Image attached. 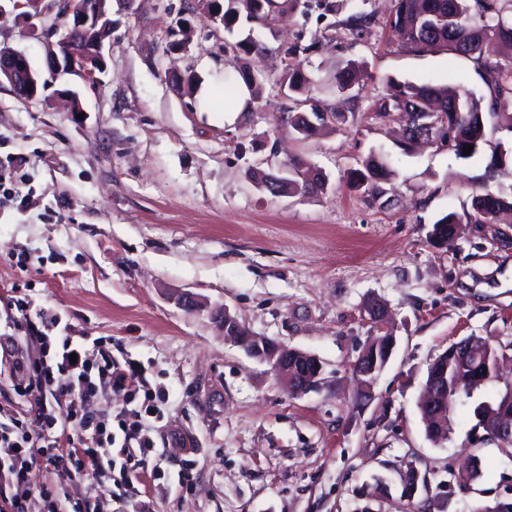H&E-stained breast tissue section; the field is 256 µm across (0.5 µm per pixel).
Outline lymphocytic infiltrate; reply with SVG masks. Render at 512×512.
Returning a JSON list of instances; mask_svg holds the SVG:
<instances>
[{
    "instance_id": "obj_1",
    "label": "lymphocytic infiltrate",
    "mask_w": 512,
    "mask_h": 512,
    "mask_svg": "<svg viewBox=\"0 0 512 512\" xmlns=\"http://www.w3.org/2000/svg\"><path fill=\"white\" fill-rule=\"evenodd\" d=\"M0 351L9 356L12 373L28 379L13 387L26 400L27 410L0 421V505L11 512H24L16 490L33 467L70 470L84 498L98 472L136 467L139 454L154 447L153 423L162 417L165 390L145 394L143 402L131 408V415L144 420L137 439L120 437L98 420L94 399L106 386L136 393L140 379L109 355L92 361L87 344L74 340L70 323L62 317L39 323L28 318L21 336L0 333ZM32 423L39 425L38 433H30ZM106 446L117 447V454L103 456Z\"/></svg>"
}]
</instances>
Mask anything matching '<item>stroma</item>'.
<instances>
[{"label": "stroma", "instance_id": "1", "mask_svg": "<svg viewBox=\"0 0 512 512\" xmlns=\"http://www.w3.org/2000/svg\"><path fill=\"white\" fill-rule=\"evenodd\" d=\"M391 8L369 0L371 24L356 37L326 0L229 30L197 0H111L106 67L93 83L47 66L42 32L66 26L57 0H39L31 26L0 16V49L25 54L45 85L26 100L0 82V170L28 194L24 208L0 204V332L17 315L14 299H27L169 391L156 452L122 485L97 476L98 512H471L512 498V452L472 431L475 403L496 387L457 407L441 445L417 408L428 364L448 345L512 342V214L463 225L452 250L430 236L437 219L470 210L480 185L512 188L511 159L488 167L512 133L500 129L467 159L402 149L400 124L373 108L387 77L487 89L471 60L407 49ZM250 36L264 51H233ZM299 43L312 101L340 113L305 140L280 120L289 101L279 79ZM348 60L363 68L353 102L329 86ZM243 72L256 79L251 106L230 119L224 78ZM378 151L393 171L388 206L346 182ZM272 156L302 158L324 190L257 188L252 173ZM178 292L208 309L183 308ZM375 299L390 311L396 348L366 396L353 368L374 334L364 307ZM220 305L251 333L318 356L325 385L286 390L224 340L211 313ZM411 468L429 492L408 494Z\"/></svg>", "mask_w": 512, "mask_h": 512}]
</instances>
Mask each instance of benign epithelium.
<instances>
[{"label": "benign epithelium", "instance_id": "benign-epithelium-1", "mask_svg": "<svg viewBox=\"0 0 512 512\" xmlns=\"http://www.w3.org/2000/svg\"><path fill=\"white\" fill-rule=\"evenodd\" d=\"M110 0H94L78 8L67 6L65 14L70 18L69 31L85 33L83 41L65 47L68 39L52 42L45 38L46 61L51 70L58 73L74 74L85 82L96 80L97 70L103 60L104 40L87 33L91 12H108ZM5 78L14 92L24 98L33 99L39 94V80L28 58L16 51H0V78ZM419 140L450 148L454 144L453 133L439 125L437 119L427 121L418 127ZM368 317L378 336L374 346L365 347L358 357L354 371L365 391H370L380 373L386 368L396 345V338L386 329L387 308L381 303L367 306ZM219 328L224 338L237 344L251 358L270 366L278 379L295 395H305L321 388L325 383L323 362L317 356L274 342L265 337L254 336L222 307L216 313ZM437 386L423 393L421 409L439 415L447 407L436 396Z\"/></svg>", "mask_w": 512, "mask_h": 512}]
</instances>
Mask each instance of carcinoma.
Segmentation results:
<instances>
[{
    "label": "carcinoma",
    "instance_id": "cac0c4a2",
    "mask_svg": "<svg viewBox=\"0 0 512 512\" xmlns=\"http://www.w3.org/2000/svg\"><path fill=\"white\" fill-rule=\"evenodd\" d=\"M430 0H395L394 12L390 16L389 26L402 42L416 53H448L470 59L475 71L488 89V97L468 96L469 90L460 85L436 84L431 81L414 82L390 78L387 93L378 100L380 116H393L396 121L414 131L416 119H427L429 113L440 112L447 125L461 133L450 149L455 156L463 157L464 146L473 145L470 155L479 151L486 141V123L500 116V110L512 106V0H438L443 8L435 11L425 23L419 22L421 11L427 9ZM243 10L231 8L224 12V28H232L245 12V18L261 26L268 25L288 13V2L278 0H239ZM370 14L356 11L344 21L346 29L362 36L369 24ZM361 77L359 67L346 62L336 70L332 84L336 91L350 90L358 84ZM313 79L299 61L288 64V70L282 78L281 86L287 88L288 99L306 101ZM299 112L287 110L281 120L288 125V131L302 139L313 136L320 122L309 124ZM305 163L300 158L288 161V175L276 178L271 194H307L322 190L325 178L319 174L307 177ZM391 179V170L385 159L376 153L370 154L361 167L347 173L351 188L361 190L372 198H383L388 190L384 187ZM473 196L471 210L459 215L450 212L433 224L437 228L447 225L446 235L452 234L454 224H494L497 214L480 208V194ZM512 350V342L495 346L482 344L472 360L486 367H493L496 357L504 349ZM448 372V396L450 402L472 397L474 388L464 382L460 363L456 357L444 351L428 365L427 376ZM512 414V381L504 384V390L497 392L495 400L489 404L479 403L475 408L476 427L482 429V441L502 449H512V440H504L487 426L488 410Z\"/></svg>",
    "mask_w": 512,
    "mask_h": 512
}]
</instances>
